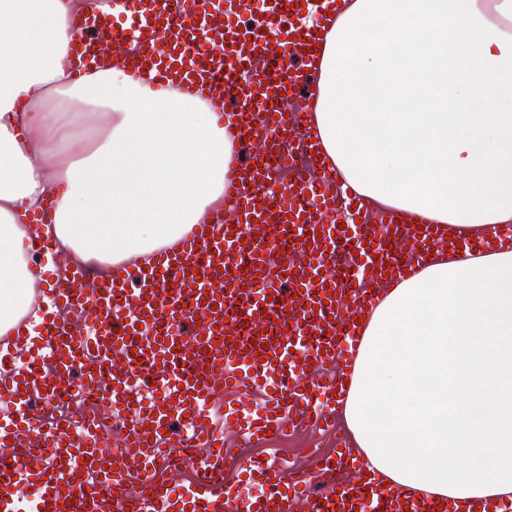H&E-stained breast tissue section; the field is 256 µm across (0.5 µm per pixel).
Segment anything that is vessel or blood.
Wrapping results in <instances>:
<instances>
[{
	"label": "vessel or blood",
	"instance_id": "vessel-or-blood-1",
	"mask_svg": "<svg viewBox=\"0 0 512 512\" xmlns=\"http://www.w3.org/2000/svg\"><path fill=\"white\" fill-rule=\"evenodd\" d=\"M112 10L76 15L73 50L82 65L100 58L102 34L131 36L129 73L152 69L162 86H207L224 106L237 141L259 145L234 159L224 205L147 263L112 265L94 287L73 265L49 279L38 332L15 330L0 355V512H433L434 502L361 477L340 451L309 474L227 457L208 406L227 391L262 388L259 412L240 414L241 435L285 434L297 419H335L358 341L342 302L379 300L383 279L398 281L443 242L428 225L381 226L347 219L360 211L287 103L311 92L308 62L320 37L303 27L304 8L333 13L336 0H111ZM86 324L74 334L67 317ZM98 393L120 425L106 452L95 416L77 409L48 416L65 396ZM197 460V482L173 486ZM241 466L258 483L250 494L225 482ZM352 470L348 481L343 471Z\"/></svg>",
	"mask_w": 512,
	"mask_h": 512
}]
</instances>
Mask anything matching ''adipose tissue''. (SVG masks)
<instances>
[{"label": "adipose tissue", "mask_w": 512, "mask_h": 512, "mask_svg": "<svg viewBox=\"0 0 512 512\" xmlns=\"http://www.w3.org/2000/svg\"><path fill=\"white\" fill-rule=\"evenodd\" d=\"M84 0H0V337L37 318L35 235L101 266L182 239L234 150L204 90L121 63L75 78ZM312 135L364 205L452 237L512 230V0H338ZM50 206L47 224L29 214ZM343 415L365 468L455 512L512 499V240L434 250L360 321Z\"/></svg>", "instance_id": "obj_1"}]
</instances>
